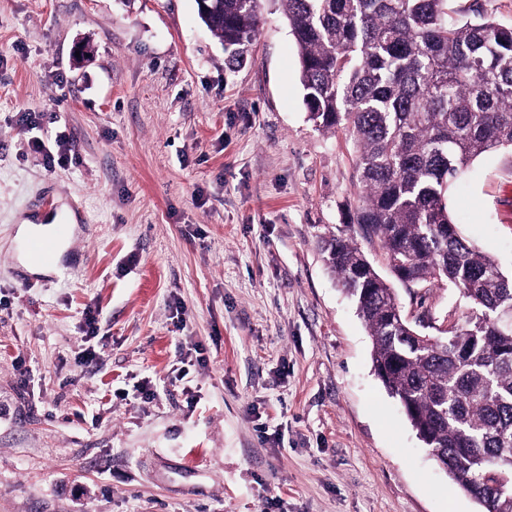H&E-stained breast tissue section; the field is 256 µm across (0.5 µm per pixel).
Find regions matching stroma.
<instances>
[{"label":"stroma","mask_w":512,"mask_h":512,"mask_svg":"<svg viewBox=\"0 0 512 512\" xmlns=\"http://www.w3.org/2000/svg\"><path fill=\"white\" fill-rule=\"evenodd\" d=\"M227 59L196 0H0V512H478L323 263L356 146L309 121L276 0ZM49 201L74 238L36 275L16 228ZM448 208L511 274L512 150ZM397 292L411 320L470 309Z\"/></svg>","instance_id":"35a3bbf8"}]
</instances>
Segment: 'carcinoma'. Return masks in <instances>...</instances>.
Instances as JSON below:
<instances>
[{"mask_svg":"<svg viewBox=\"0 0 512 512\" xmlns=\"http://www.w3.org/2000/svg\"><path fill=\"white\" fill-rule=\"evenodd\" d=\"M300 62L309 120L345 126L361 187L354 223L379 241L408 288L443 281L470 302L439 335L416 330L396 289L349 237L324 262L372 339V366L444 471L480 507L512 512V276L470 244L448 188L476 158L512 147V26L463 21L448 0H277ZM261 0H215L203 21L224 50L246 53Z\"/></svg>","mask_w":512,"mask_h":512,"instance_id":"cac0c4a2","label":"carcinoma"}]
</instances>
